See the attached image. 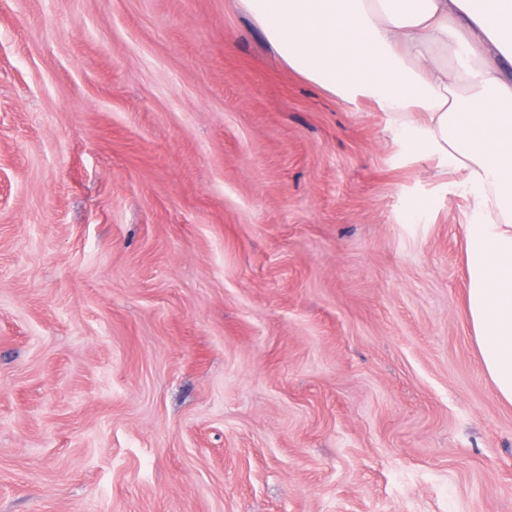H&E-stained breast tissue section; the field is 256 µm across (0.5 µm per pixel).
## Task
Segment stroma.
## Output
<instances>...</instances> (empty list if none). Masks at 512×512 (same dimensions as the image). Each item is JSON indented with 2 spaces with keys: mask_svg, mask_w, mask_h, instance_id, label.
<instances>
[{
  "mask_svg": "<svg viewBox=\"0 0 512 512\" xmlns=\"http://www.w3.org/2000/svg\"><path fill=\"white\" fill-rule=\"evenodd\" d=\"M444 181L238 0H0V512H512Z\"/></svg>",
  "mask_w": 512,
  "mask_h": 512,
  "instance_id": "35a3bbf8",
  "label": "stroma"
}]
</instances>
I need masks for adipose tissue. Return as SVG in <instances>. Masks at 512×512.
I'll list each match as a JSON object with an SVG mask.
<instances>
[{
  "instance_id": "adipose-tissue-1",
  "label": "adipose tissue",
  "mask_w": 512,
  "mask_h": 512,
  "mask_svg": "<svg viewBox=\"0 0 512 512\" xmlns=\"http://www.w3.org/2000/svg\"><path fill=\"white\" fill-rule=\"evenodd\" d=\"M293 70L389 115L464 196L467 311L512 405V0H239ZM420 120H411V113Z\"/></svg>"
}]
</instances>
